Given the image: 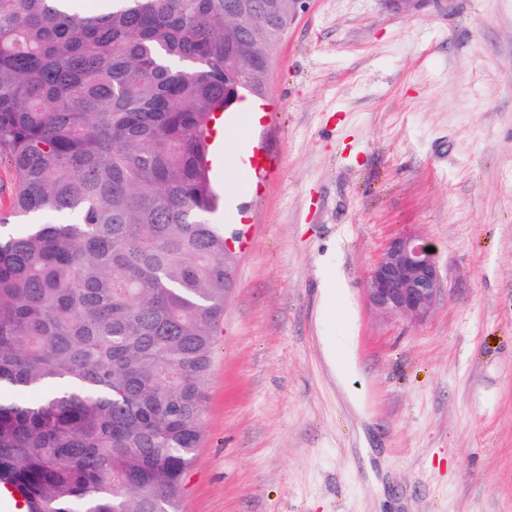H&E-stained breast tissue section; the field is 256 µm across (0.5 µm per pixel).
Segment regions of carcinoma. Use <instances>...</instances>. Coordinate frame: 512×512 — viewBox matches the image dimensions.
I'll return each instance as SVG.
<instances>
[{
	"label": "carcinoma",
	"mask_w": 512,
	"mask_h": 512,
	"mask_svg": "<svg viewBox=\"0 0 512 512\" xmlns=\"http://www.w3.org/2000/svg\"><path fill=\"white\" fill-rule=\"evenodd\" d=\"M287 24L288 0H0V489L24 512H180L235 264L211 126ZM15 194V174L11 167L0 164V218L9 219V224H16V219L11 216L12 199Z\"/></svg>",
	"instance_id": "obj_1"
}]
</instances>
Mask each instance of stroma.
<instances>
[{
	"instance_id": "1",
	"label": "stroma",
	"mask_w": 512,
	"mask_h": 512,
	"mask_svg": "<svg viewBox=\"0 0 512 512\" xmlns=\"http://www.w3.org/2000/svg\"><path fill=\"white\" fill-rule=\"evenodd\" d=\"M258 108L183 512H512V0H309ZM399 234L437 249L420 322L364 290Z\"/></svg>"
}]
</instances>
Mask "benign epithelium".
I'll return each mask as SVG.
<instances>
[{"label":"benign epithelium","mask_w":512,"mask_h":512,"mask_svg":"<svg viewBox=\"0 0 512 512\" xmlns=\"http://www.w3.org/2000/svg\"><path fill=\"white\" fill-rule=\"evenodd\" d=\"M420 235H400L389 241L370 270L365 293L376 310L410 321H422L442 295L437 253Z\"/></svg>","instance_id":"1"}]
</instances>
